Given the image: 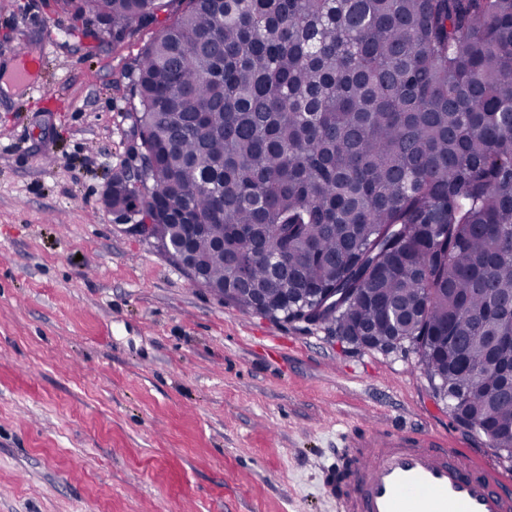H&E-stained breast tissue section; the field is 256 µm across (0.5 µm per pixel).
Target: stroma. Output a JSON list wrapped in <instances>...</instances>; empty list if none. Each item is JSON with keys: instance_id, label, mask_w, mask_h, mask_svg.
Here are the masks:
<instances>
[{"instance_id": "obj_1", "label": "stroma", "mask_w": 512, "mask_h": 512, "mask_svg": "<svg viewBox=\"0 0 512 512\" xmlns=\"http://www.w3.org/2000/svg\"><path fill=\"white\" fill-rule=\"evenodd\" d=\"M83 28L0 0V512H339L324 473L367 415L512 476L412 349L242 312L122 229L103 195L155 31ZM23 49L41 91L12 79Z\"/></svg>"}]
</instances>
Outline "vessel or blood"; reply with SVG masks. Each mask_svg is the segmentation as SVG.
I'll list each match as a JSON object with an SVG mask.
<instances>
[{
	"label": "vessel or blood",
	"instance_id": "1",
	"mask_svg": "<svg viewBox=\"0 0 512 512\" xmlns=\"http://www.w3.org/2000/svg\"><path fill=\"white\" fill-rule=\"evenodd\" d=\"M345 445L346 476L325 480L342 512H512V479L446 435L383 428Z\"/></svg>",
	"mask_w": 512,
	"mask_h": 512
}]
</instances>
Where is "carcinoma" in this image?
Returning <instances> with one entry per match:
<instances>
[{
	"label": "carcinoma",
	"instance_id": "carcinoma-1",
	"mask_svg": "<svg viewBox=\"0 0 512 512\" xmlns=\"http://www.w3.org/2000/svg\"><path fill=\"white\" fill-rule=\"evenodd\" d=\"M127 41L113 199L246 312L407 345L512 458V0H58Z\"/></svg>",
	"mask_w": 512,
	"mask_h": 512
}]
</instances>
